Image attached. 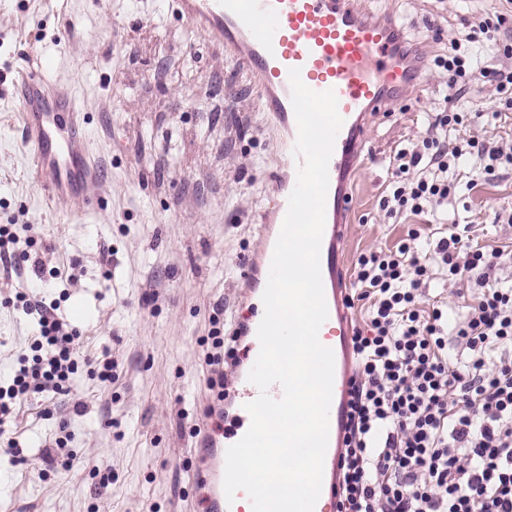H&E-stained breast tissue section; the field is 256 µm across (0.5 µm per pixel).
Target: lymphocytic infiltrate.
Wrapping results in <instances>:
<instances>
[{
  "label": "lymphocytic infiltrate",
  "instance_id": "lymphocytic-infiltrate-1",
  "mask_svg": "<svg viewBox=\"0 0 512 512\" xmlns=\"http://www.w3.org/2000/svg\"><path fill=\"white\" fill-rule=\"evenodd\" d=\"M512 0L467 20L432 65L448 77L443 111L429 114L425 136L393 157L395 174L379 195L387 217H418L394 248L359 253L348 308H359L337 512H512V240L483 244L467 228L433 227L460 185L464 159L477 177L512 165V147L463 136L458 100L490 87L493 119L512 120ZM474 277L467 298L430 301L426 287ZM40 334L0 385V449L21 399L65 395L80 367L76 332L56 304L27 301Z\"/></svg>",
  "mask_w": 512,
  "mask_h": 512
}]
</instances>
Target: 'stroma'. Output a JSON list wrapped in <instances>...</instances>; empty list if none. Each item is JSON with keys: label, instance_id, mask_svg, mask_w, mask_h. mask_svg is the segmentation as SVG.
<instances>
[{"label": "stroma", "instance_id": "35a3bbf8", "mask_svg": "<svg viewBox=\"0 0 512 512\" xmlns=\"http://www.w3.org/2000/svg\"><path fill=\"white\" fill-rule=\"evenodd\" d=\"M394 12L428 66L405 99L371 117L348 190L342 255L353 280L357 254L393 246L407 226L377 199L395 150L411 146L445 90L431 60L463 19L489 0H355ZM74 90L102 164L103 204L45 198L30 167L19 73L42 58ZM246 65L224 56L172 9V0H0V225L33 240L44 272L0 263V381H9L38 334L37 314L16 294L57 301L82 358H112L106 386L80 367L51 409L21 402L9 434L22 463L0 452V512H203L193 475L202 465L191 433L205 423L231 432L209 388L221 368L201 341L213 318L232 324L243 267L258 249L259 213L272 198L273 131L259 111ZM512 208V174L478 180L448 206L479 241L512 234L496 224ZM73 469L42 478L38 457L59 432Z\"/></svg>", "mask_w": 512, "mask_h": 512}]
</instances>
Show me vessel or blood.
I'll return each mask as SVG.
<instances>
[{
  "label": "vessel or blood",
  "mask_w": 512,
  "mask_h": 512,
  "mask_svg": "<svg viewBox=\"0 0 512 512\" xmlns=\"http://www.w3.org/2000/svg\"><path fill=\"white\" fill-rule=\"evenodd\" d=\"M178 14L224 54L244 61L254 79L263 111L278 128L274 155L286 179L277 183L271 210L263 213L262 244L247 262L245 282L266 283L276 240L297 180L293 151L297 122L291 101L290 69L301 71L304 84L321 92L334 90L343 125L328 166L326 223L321 244V275L328 318L319 341L334 354L333 398L329 412V441L324 477L314 512H334L339 458L346 422L348 382L352 374L351 333L344 306L345 288L339 284L340 259L345 239L342 222L350 201L344 189L349 163L360 158L366 143L365 119L371 112L396 100L415 71L400 60L390 25L355 12L346 0H174ZM50 64L40 61L20 72L16 99L23 118L25 145L34 177L49 198L88 206L104 201L102 175L88 152L86 114L67 84L53 81ZM260 317H237L234 327L249 340L247 357L233 371L226 402L238 408L242 421L227 440L210 432L200 434L197 445L206 453V465L197 474L203 489L204 512H252L245 493L227 500L223 480L225 443L245 434L248 414L244 403L255 399L257 388L248 382L260 345Z\"/></svg>",
  "instance_id": "vessel-or-blood-1"
}]
</instances>
